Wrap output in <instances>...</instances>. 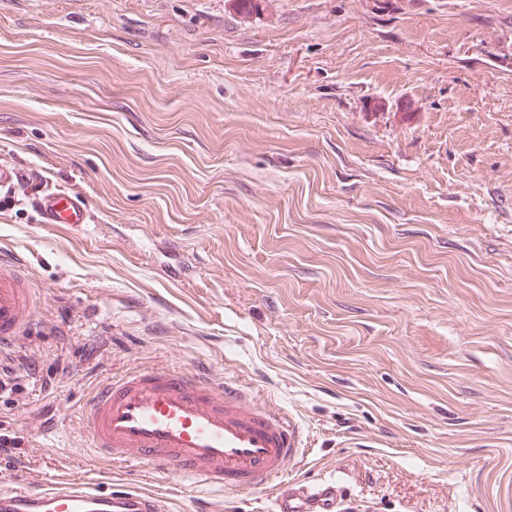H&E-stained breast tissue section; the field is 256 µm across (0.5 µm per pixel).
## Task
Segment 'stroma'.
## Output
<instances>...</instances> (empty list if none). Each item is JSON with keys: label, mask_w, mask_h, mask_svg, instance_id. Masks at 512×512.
I'll return each instance as SVG.
<instances>
[{"label": "stroma", "mask_w": 512, "mask_h": 512, "mask_svg": "<svg viewBox=\"0 0 512 512\" xmlns=\"http://www.w3.org/2000/svg\"><path fill=\"white\" fill-rule=\"evenodd\" d=\"M0 164L65 366L0 393V479L269 512L90 448L98 380L184 368L288 414L337 512H512V0H0ZM41 217L46 224H86L90 214L85 199L65 189H44L37 199Z\"/></svg>", "instance_id": "obj_1"}]
</instances>
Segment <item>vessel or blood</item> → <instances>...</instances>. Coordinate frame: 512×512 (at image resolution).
<instances>
[{
    "instance_id": "obj_1",
    "label": "vessel or blood",
    "mask_w": 512,
    "mask_h": 512,
    "mask_svg": "<svg viewBox=\"0 0 512 512\" xmlns=\"http://www.w3.org/2000/svg\"><path fill=\"white\" fill-rule=\"evenodd\" d=\"M44 223L85 224L84 198L42 190ZM34 291L16 262L0 255V354L31 326ZM97 456L136 463L220 491H257L287 471L301 448L296 424L261 407L234 381L215 386L182 369L124 372L100 381L82 403ZM0 512H158L157 498L121 479L35 487L0 484ZM271 512H336V484L284 487Z\"/></svg>"
}]
</instances>
